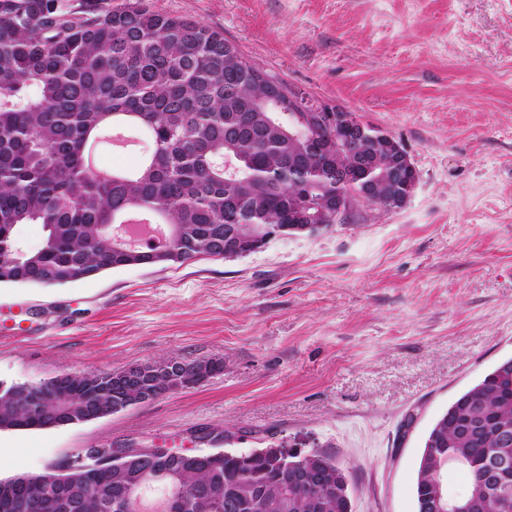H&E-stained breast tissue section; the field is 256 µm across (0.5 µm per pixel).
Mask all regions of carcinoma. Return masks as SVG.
<instances>
[{"instance_id": "cac0c4a2", "label": "carcinoma", "mask_w": 512, "mask_h": 512, "mask_svg": "<svg viewBox=\"0 0 512 512\" xmlns=\"http://www.w3.org/2000/svg\"><path fill=\"white\" fill-rule=\"evenodd\" d=\"M257 68L216 30L154 11L142 0H0V284L60 287L107 269L181 265L224 258V234L264 240L261 228L296 225L295 202L305 188L316 199L336 197V166L348 157L316 156L288 136L291 113L264 107L266 85ZM115 123L139 128L151 148L136 168L89 162L94 141ZM381 192L388 166L374 143L362 146ZM241 169L229 174L227 158ZM134 208L174 228L161 242L115 249L107 225ZM40 224L39 246H22L19 228ZM224 372V360L186 363L185 381ZM97 374L68 373L37 384L0 385V430L74 425L144 403L139 391L94 387ZM512 358L460 393L429 430L414 484L415 500L436 475L457 465L469 475L461 495L473 512H512L497 506L479 464L512 458ZM178 383L158 368L144 389L153 397ZM441 443L443 454L429 448ZM325 483L312 496L285 493L295 471ZM153 483L122 510L123 489L138 478L125 461L71 471L49 465L35 491L56 497L52 512H352L348 478L336 459L313 451L288 469L267 457L244 461L231 451L208 460L154 462Z\"/></svg>"}]
</instances>
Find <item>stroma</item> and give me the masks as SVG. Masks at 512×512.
<instances>
[{
	"label": "stroma",
	"instance_id": "obj_1",
	"mask_svg": "<svg viewBox=\"0 0 512 512\" xmlns=\"http://www.w3.org/2000/svg\"><path fill=\"white\" fill-rule=\"evenodd\" d=\"M395 137L409 203L235 259L0 285V383L220 358L197 386L77 425L2 430L0 477L80 449L325 451L354 512H415L425 436L512 357V0H145Z\"/></svg>",
	"mask_w": 512,
	"mask_h": 512
}]
</instances>
